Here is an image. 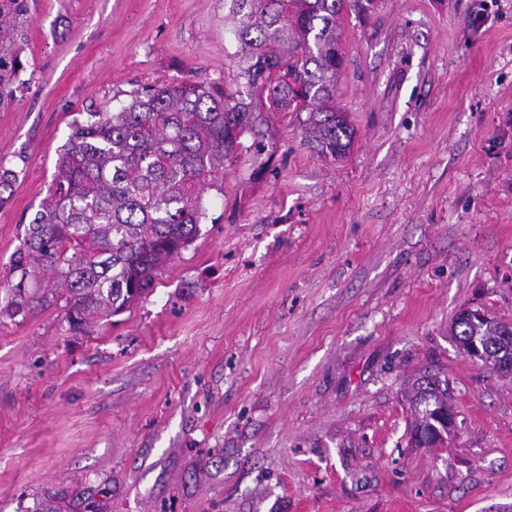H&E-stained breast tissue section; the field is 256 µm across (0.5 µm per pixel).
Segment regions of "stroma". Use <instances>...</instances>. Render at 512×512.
Wrapping results in <instances>:
<instances>
[{"mask_svg":"<svg viewBox=\"0 0 512 512\" xmlns=\"http://www.w3.org/2000/svg\"><path fill=\"white\" fill-rule=\"evenodd\" d=\"M224 0H37L0 109V298L74 121L232 81ZM346 158L293 112L201 191L149 294L70 329L48 268L0 313V512H495L512 504V379L464 353L465 306L512 321V0H376L343 21ZM458 429L410 445V386Z\"/></svg>","mask_w":512,"mask_h":512,"instance_id":"stroma-1","label":"stroma"}]
</instances>
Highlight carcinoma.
Here are the masks:
<instances>
[{
  "label": "carcinoma",
  "instance_id": "carcinoma-1",
  "mask_svg": "<svg viewBox=\"0 0 512 512\" xmlns=\"http://www.w3.org/2000/svg\"><path fill=\"white\" fill-rule=\"evenodd\" d=\"M36 0H0V108L15 98ZM374 0H230L236 75L222 87L205 81L164 85L118 112H90L75 122L58 154L48 196L25 229L10 273L21 272L0 306L23 311L33 262L48 264L68 291L70 329L90 330L130 307L153 287L161 267L198 236L205 212L199 190L223 177L242 153L260 158L276 147L263 107L305 112L307 145L321 157H343L356 130L336 103L347 12ZM451 335L468 351L478 343L497 369L512 360V322L482 320L466 308ZM411 441L433 444L437 420H455L448 388L432 376L418 382Z\"/></svg>",
  "mask_w": 512,
  "mask_h": 512
}]
</instances>
